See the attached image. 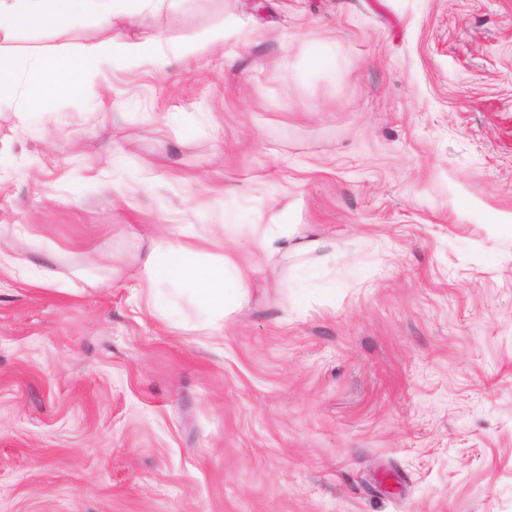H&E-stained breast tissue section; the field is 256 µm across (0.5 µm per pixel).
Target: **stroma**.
I'll return each mask as SVG.
<instances>
[{"label": "stroma", "instance_id": "1", "mask_svg": "<svg viewBox=\"0 0 512 512\" xmlns=\"http://www.w3.org/2000/svg\"><path fill=\"white\" fill-rule=\"evenodd\" d=\"M89 38L166 65L0 99V512H512V0H163L0 54ZM187 234L252 268L223 330L137 288ZM256 241L259 248L270 256L275 254H287L289 252H299L304 248L315 249L321 243L313 239L305 247L297 245L294 242V226L292 224H257L254 225Z\"/></svg>", "mask_w": 512, "mask_h": 512}]
</instances>
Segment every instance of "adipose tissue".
<instances>
[{"mask_svg":"<svg viewBox=\"0 0 512 512\" xmlns=\"http://www.w3.org/2000/svg\"><path fill=\"white\" fill-rule=\"evenodd\" d=\"M79 16L105 17L112 23L122 24L145 21L148 14L144 8L135 6L133 0H0V40H9L15 31L26 27L62 30ZM111 56L151 60L160 67L165 64L150 44L92 41L53 66L49 65L45 53L29 55L8 69L0 66V91L18 89L23 75L29 74L39 78L29 93L30 99L66 94L76 89L85 74ZM195 255L196 245L191 241L156 245L142 259V292L153 301L160 280L173 283L187 280L195 285L198 299L216 314L241 305L247 296L250 267L230 253L216 263L198 262Z\"/></svg>","mask_w":512,"mask_h":512,"instance_id":"adipose-tissue-1","label":"adipose tissue"}]
</instances>
